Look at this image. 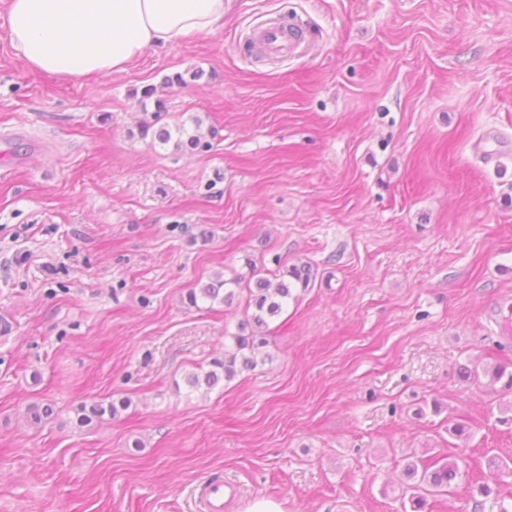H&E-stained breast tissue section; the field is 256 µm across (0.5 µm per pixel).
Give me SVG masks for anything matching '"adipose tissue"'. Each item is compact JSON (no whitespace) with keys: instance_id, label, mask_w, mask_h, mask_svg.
Returning <instances> with one entry per match:
<instances>
[{"instance_id":"1","label":"adipose tissue","mask_w":512,"mask_h":512,"mask_svg":"<svg viewBox=\"0 0 512 512\" xmlns=\"http://www.w3.org/2000/svg\"><path fill=\"white\" fill-rule=\"evenodd\" d=\"M227 0H5L7 34L33 70L58 79L125 71L150 46L213 32Z\"/></svg>"}]
</instances>
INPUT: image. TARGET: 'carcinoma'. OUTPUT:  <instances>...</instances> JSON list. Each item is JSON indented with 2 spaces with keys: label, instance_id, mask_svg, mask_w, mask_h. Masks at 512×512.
Masks as SVG:
<instances>
[{
  "label": "carcinoma",
  "instance_id": "carcinoma-1",
  "mask_svg": "<svg viewBox=\"0 0 512 512\" xmlns=\"http://www.w3.org/2000/svg\"><path fill=\"white\" fill-rule=\"evenodd\" d=\"M193 130H188L185 124H177L175 128L160 123V113H155L154 123L141 125V136H152L161 145L174 143L175 149L187 147L190 151L204 150L210 147L205 140V134L200 132L202 121L193 118ZM312 281L310 268L303 266H284L275 275V281L260 277L256 288H247L248 297L244 308V319L240 323L239 332L232 337L233 345L224 350V359L212 362V369L205 372H191L186 376L187 384L193 389L214 387L220 380H233L238 374L253 370L258 361L256 352L265 344V339L256 334V330L268 326V321L279 316L292 297V288L299 286L307 289ZM242 277L235 276L229 280L218 274L210 281L192 289L188 295V303L196 307L198 302H219L229 304L235 297L234 289L225 285L238 286ZM492 382L500 384L503 394L512 393V371L505 365H496L487 371ZM27 413L35 425H40L52 418L54 410L49 404H31ZM114 402L94 401L90 405H81L77 410V423L86 426L94 420H102L105 416H114ZM407 471L415 483L410 487L409 504L412 512H421L428 496H443L448 494L450 483L457 476L459 465L455 461L441 460L426 464L412 463Z\"/></svg>",
  "mask_w": 512,
  "mask_h": 512
}]
</instances>
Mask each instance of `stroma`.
Wrapping results in <instances>:
<instances>
[{
    "label": "stroma",
    "mask_w": 512,
    "mask_h": 512,
    "mask_svg": "<svg viewBox=\"0 0 512 512\" xmlns=\"http://www.w3.org/2000/svg\"><path fill=\"white\" fill-rule=\"evenodd\" d=\"M5 14L0 512H199L207 480L236 486L226 512H404L406 465L443 456L465 470L428 512H512V477L478 490L512 458L482 374L512 367V0H231L211 34L68 81ZM271 23L302 29L292 54L259 47ZM159 107L211 149L140 137ZM252 262L314 278L254 370L190 389L245 300L186 294ZM116 411V406L112 401H94L88 406L82 404L77 410V423L86 426L93 420H103L106 415L112 417L116 414Z\"/></svg>",
    "instance_id": "1"
}]
</instances>
